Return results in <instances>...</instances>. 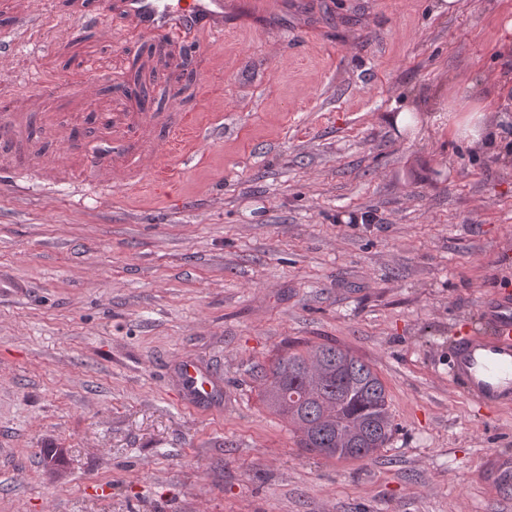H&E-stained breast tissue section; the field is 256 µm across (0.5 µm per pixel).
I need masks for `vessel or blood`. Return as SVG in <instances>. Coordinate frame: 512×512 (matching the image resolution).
Here are the masks:
<instances>
[{
	"label": "vessel or blood",
	"mask_w": 512,
	"mask_h": 512,
	"mask_svg": "<svg viewBox=\"0 0 512 512\" xmlns=\"http://www.w3.org/2000/svg\"><path fill=\"white\" fill-rule=\"evenodd\" d=\"M120 6L148 39H181L200 31L224 35V0H121ZM484 311L492 335L456 339L450 375L464 383L476 403L491 406L512 399V292L495 294ZM178 379L191 406L207 405L217 392L213 377L193 361L180 362ZM483 470L501 486L512 485L511 457L488 456Z\"/></svg>",
	"instance_id": "b4317fda"
}]
</instances>
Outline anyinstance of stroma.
<instances>
[{
	"label": "stroma",
	"mask_w": 512,
	"mask_h": 512,
	"mask_svg": "<svg viewBox=\"0 0 512 512\" xmlns=\"http://www.w3.org/2000/svg\"><path fill=\"white\" fill-rule=\"evenodd\" d=\"M437 2L226 0L223 38L184 42L116 4L104 34L88 0H0V273L25 283L0 295V512H512L481 472L512 457V401L448 372L512 290V111L489 149L448 127L449 101L512 99V0ZM409 106L416 128L384 122ZM92 112L144 157L200 136L141 175ZM325 342L386 389L372 458L306 452L262 401L261 370ZM182 358L214 409L184 407Z\"/></svg>",
	"instance_id": "1"
}]
</instances>
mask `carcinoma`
I'll return each mask as SVG.
<instances>
[{
  "label": "carcinoma",
  "instance_id": "carcinoma-1",
  "mask_svg": "<svg viewBox=\"0 0 512 512\" xmlns=\"http://www.w3.org/2000/svg\"><path fill=\"white\" fill-rule=\"evenodd\" d=\"M263 398L300 434L302 447L358 460L390 442L394 424L372 367L333 343L281 356L264 374Z\"/></svg>",
  "mask_w": 512,
  "mask_h": 512
}]
</instances>
